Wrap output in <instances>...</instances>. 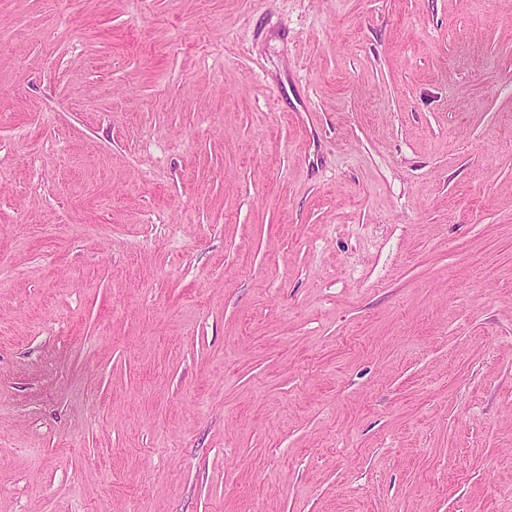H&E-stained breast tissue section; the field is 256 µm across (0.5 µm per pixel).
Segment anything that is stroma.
<instances>
[{"mask_svg":"<svg viewBox=\"0 0 512 512\" xmlns=\"http://www.w3.org/2000/svg\"><path fill=\"white\" fill-rule=\"evenodd\" d=\"M0 512H512V0H0Z\"/></svg>","mask_w":512,"mask_h":512,"instance_id":"1","label":"stroma"}]
</instances>
